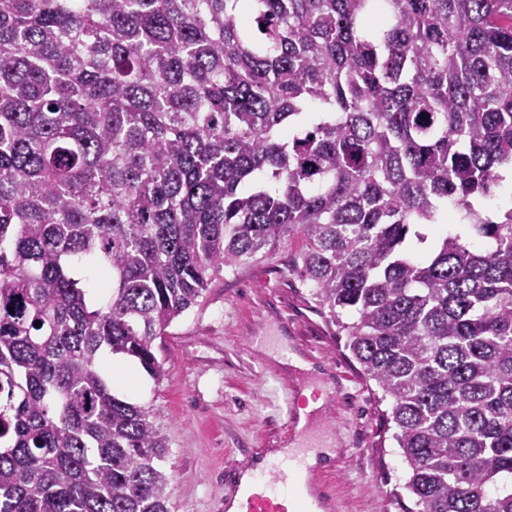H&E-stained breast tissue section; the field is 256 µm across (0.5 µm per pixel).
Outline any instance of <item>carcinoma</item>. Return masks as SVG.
Returning a JSON list of instances; mask_svg holds the SVG:
<instances>
[{"mask_svg":"<svg viewBox=\"0 0 512 512\" xmlns=\"http://www.w3.org/2000/svg\"><path fill=\"white\" fill-rule=\"evenodd\" d=\"M510 165L512 0H0V512H169L103 357L295 236L414 512H512Z\"/></svg>","mask_w":512,"mask_h":512,"instance_id":"obj_1","label":"carcinoma"}]
</instances>
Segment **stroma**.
<instances>
[{"instance_id":"35a3bbf8","label":"stroma","mask_w":512,"mask_h":512,"mask_svg":"<svg viewBox=\"0 0 512 512\" xmlns=\"http://www.w3.org/2000/svg\"><path fill=\"white\" fill-rule=\"evenodd\" d=\"M301 238L213 277L155 349L161 381L130 379L119 393L153 409L168 441L171 512H218L225 472L252 448L303 447L333 439L340 452L322 468L337 486L338 512H403L407 464L339 331L300 280ZM349 394L326 395L333 374ZM314 386L326 414L308 436L283 432L286 383Z\"/></svg>"}]
</instances>
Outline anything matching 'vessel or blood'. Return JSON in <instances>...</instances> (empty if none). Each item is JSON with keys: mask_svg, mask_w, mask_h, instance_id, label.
<instances>
[{"mask_svg": "<svg viewBox=\"0 0 512 512\" xmlns=\"http://www.w3.org/2000/svg\"><path fill=\"white\" fill-rule=\"evenodd\" d=\"M306 467L304 454L271 448L265 462L246 460L238 472L249 473V484H234L224 497V512H325L335 499V488L325 477H308L307 500L292 494L296 478Z\"/></svg>", "mask_w": 512, "mask_h": 512, "instance_id": "1", "label": "vessel or blood"}]
</instances>
